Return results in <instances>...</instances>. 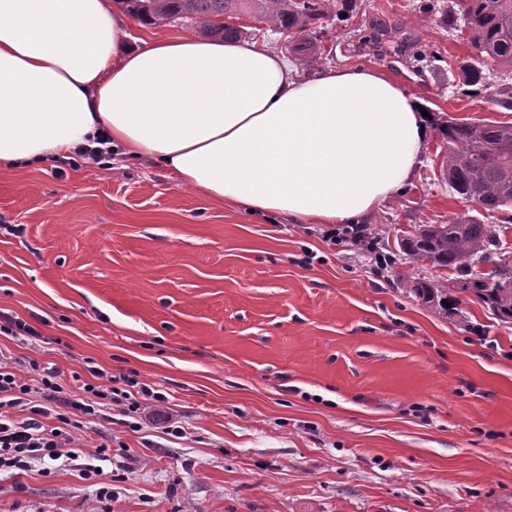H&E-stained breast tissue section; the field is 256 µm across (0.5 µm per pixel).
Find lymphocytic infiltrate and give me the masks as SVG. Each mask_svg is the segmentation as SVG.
Masks as SVG:
<instances>
[{
	"label": "lymphocytic infiltrate",
	"mask_w": 512,
	"mask_h": 512,
	"mask_svg": "<svg viewBox=\"0 0 512 512\" xmlns=\"http://www.w3.org/2000/svg\"><path fill=\"white\" fill-rule=\"evenodd\" d=\"M92 382L84 384L85 392L94 399L107 401L125 413L138 412L141 398L157 402L158 407L145 415L152 425L170 423V415L162 410L163 394L141 386L140 398H132L128 391L105 382L102 369L91 368ZM23 407L27 415L11 418L9 409ZM93 402L74 398L63 386L57 372H45L37 384H29L14 370L9 358L0 353V472L27 469L45 461H58L62 466H78L83 476L96 473V462L110 460L111 448L100 444L92 451L89 463H80L78 416L94 412Z\"/></svg>",
	"instance_id": "f902f5d3"
}]
</instances>
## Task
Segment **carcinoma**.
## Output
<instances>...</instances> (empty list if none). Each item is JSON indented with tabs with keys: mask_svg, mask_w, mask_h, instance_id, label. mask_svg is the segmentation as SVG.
Wrapping results in <instances>:
<instances>
[{
	"mask_svg": "<svg viewBox=\"0 0 512 512\" xmlns=\"http://www.w3.org/2000/svg\"><path fill=\"white\" fill-rule=\"evenodd\" d=\"M120 8L144 25L181 22L206 38L238 40L241 27L228 18L247 8L246 0H117ZM352 0H254L253 8L265 9L276 29L295 38L297 56H312L324 21L348 11ZM444 20L466 36L475 50L462 68L469 87L487 86V72L498 67L512 72V0H451ZM443 142V172L448 187L466 201L488 212L512 207V125L446 120L437 126ZM400 253L415 263L445 268L464 284V290L486 304L504 323L512 322V288H501L473 275L476 262L497 264V277L512 280V265L501 262L500 237L495 225L474 216L455 218L431 232L419 226L401 239ZM412 291L427 303L445 300L447 310L457 299L425 282Z\"/></svg>",
	"mask_w": 512,
	"mask_h": 512,
	"instance_id": "cac0c4a2",
	"label": "carcinoma"
}]
</instances>
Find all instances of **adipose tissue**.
Returning <instances> with one entry per match:
<instances>
[{"instance_id": "1", "label": "adipose tissue", "mask_w": 512, "mask_h": 512, "mask_svg": "<svg viewBox=\"0 0 512 512\" xmlns=\"http://www.w3.org/2000/svg\"><path fill=\"white\" fill-rule=\"evenodd\" d=\"M111 0H0V163L105 135L179 187L297 224H360L414 176L430 127L385 73L296 77L277 52L192 34L131 47Z\"/></svg>"}]
</instances>
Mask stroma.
<instances>
[{
    "instance_id": "1",
    "label": "stroma",
    "mask_w": 512,
    "mask_h": 512,
    "mask_svg": "<svg viewBox=\"0 0 512 512\" xmlns=\"http://www.w3.org/2000/svg\"><path fill=\"white\" fill-rule=\"evenodd\" d=\"M420 4L355 0L297 76L370 67L433 123L512 124L488 91L465 93L470 44ZM442 162L434 133L367 220L373 254L180 188L148 160L1 165L0 312L37 335L0 334V352L72 392L92 365L150 384L177 431L85 416V450L110 444L104 470L125 472L111 497L37 464L0 474V512H512V323L470 292L451 313L419 300L413 281L454 275L399 254L419 225L469 215L499 225L512 261V209L453 194Z\"/></svg>"
}]
</instances>
